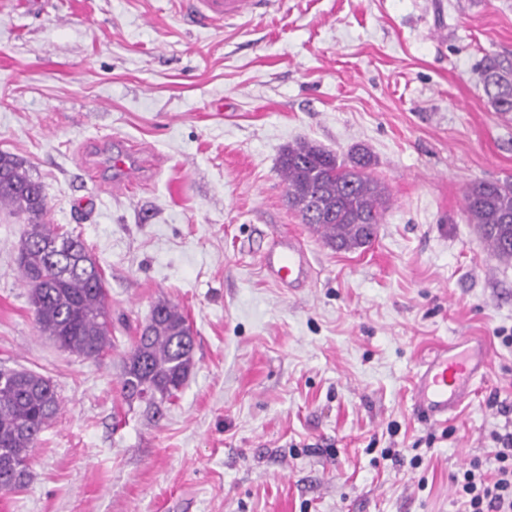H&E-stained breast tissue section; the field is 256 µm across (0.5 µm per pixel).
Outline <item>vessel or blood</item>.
<instances>
[{
	"label": "vessel or blood",
	"mask_w": 512,
	"mask_h": 512,
	"mask_svg": "<svg viewBox=\"0 0 512 512\" xmlns=\"http://www.w3.org/2000/svg\"><path fill=\"white\" fill-rule=\"evenodd\" d=\"M280 0H193L195 15L221 23L259 11H277ZM262 266L276 281L293 285L306 280L311 263L306 251L291 236L273 239L262 257ZM485 343L466 337L461 347L442 348L426 360L415 375L414 407L427 420H439L457 409L471 394L477 378L488 365Z\"/></svg>",
	"instance_id": "obj_1"
}]
</instances>
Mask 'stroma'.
<instances>
[{
    "instance_id": "stroma-1",
    "label": "stroma",
    "mask_w": 512,
    "mask_h": 512,
    "mask_svg": "<svg viewBox=\"0 0 512 512\" xmlns=\"http://www.w3.org/2000/svg\"><path fill=\"white\" fill-rule=\"evenodd\" d=\"M512 58V0H283L211 26L185 0H0V151L40 181L45 220L79 234L112 309L86 359L36 333L0 209V364L51 379L58 419L0 512H462L454 477L512 431V261L464 213L512 181V114L479 64ZM356 145L389 202L367 247L337 251L286 203L282 149ZM139 154L122 187L105 152ZM295 233L310 284L260 266ZM166 297L195 365L154 418L120 394L123 359ZM489 349L447 418L414 374L459 337Z\"/></svg>"
}]
</instances>
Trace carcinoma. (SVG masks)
<instances>
[{"label": "carcinoma", "mask_w": 512, "mask_h": 512, "mask_svg": "<svg viewBox=\"0 0 512 512\" xmlns=\"http://www.w3.org/2000/svg\"><path fill=\"white\" fill-rule=\"evenodd\" d=\"M482 81L496 112L512 113V60L485 59ZM363 147L348 158L300 140L280 157L288 207L304 224H320L325 243L337 251L369 245L371 224H380L386 186L369 172ZM26 217L17 274L27 288L37 332L64 350L95 359L112 347V314L103 273L85 242L43 220L47 201L40 182L10 153L0 151V207ZM469 223L499 260L512 259V182L479 181L465 197ZM195 337L184 310L167 298L152 306L150 321L123 361L120 384L127 402L159 410L182 388L194 366ZM0 491L24 487L28 457L61 404L51 381L25 369L0 367Z\"/></svg>", "instance_id": "1"}]
</instances>
